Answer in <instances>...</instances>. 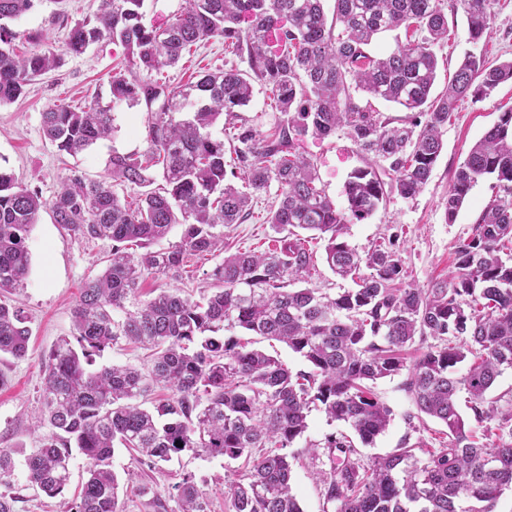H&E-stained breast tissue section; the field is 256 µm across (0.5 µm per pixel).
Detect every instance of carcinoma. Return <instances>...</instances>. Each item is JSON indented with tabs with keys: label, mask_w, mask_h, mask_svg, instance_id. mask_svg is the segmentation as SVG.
Returning a JSON list of instances; mask_svg holds the SVG:
<instances>
[{
	"label": "carcinoma",
	"mask_w": 512,
	"mask_h": 512,
	"mask_svg": "<svg viewBox=\"0 0 512 512\" xmlns=\"http://www.w3.org/2000/svg\"><path fill=\"white\" fill-rule=\"evenodd\" d=\"M35 2L0 0V105L19 98L33 77L59 68L63 56L109 39L128 54L126 72L109 77L110 102L97 95L79 111L49 109L42 114L45 137L59 153L76 156L112 135L114 103L143 105L152 120L143 153L112 154L110 179L88 181L72 169L49 201L0 169V356L22 359L28 351L26 318L8 295L28 275L26 240L41 210L51 209L70 235L112 241L109 264L84 283L73 308L72 337L45 359L36 427L48 433L24 458L28 486L49 497L63 494L76 451L86 461V478L70 512H122L114 448L137 451L150 467L192 451L244 460L245 475L225 491L230 512H303L292 470L301 457L315 455L316 445L300 451L293 445L318 406L328 421L354 432L352 438L328 433L321 442L330 467L318 480L335 512H494L512 490V409L487 399L512 369V110L470 148L448 189L450 221L482 177L495 178L503 195L456 247L447 278L427 288L407 284L397 238L360 253L344 234L389 194L411 198L422 190L457 103L478 101L512 80V60L487 66L468 55L448 88L431 96L437 58L430 46L448 37L444 0H335L330 20L324 0H185L164 27L142 23L143 0H100L93 16L71 28L64 50L20 57L10 22ZM462 5L478 43L491 28L485 0ZM401 27L423 37L398 42L380 57L369 54L376 37ZM214 38L248 70L219 69L180 86L160 78ZM256 80L282 118L266 135L244 123L232 126L227 156L211 128L248 105ZM353 87L412 116L397 122L372 112ZM340 127L360 152L373 155L348 176L344 210L298 152L305 137L324 138ZM228 174L241 176L248 190L227 183ZM118 181L140 187L138 199L121 200L113 189ZM274 182L279 194L266 220L278 234L273 246L224 255L223 227L244 223L252 194ZM176 224L179 241L153 248ZM301 230L325 241L328 268L355 287L333 295L293 287L313 261ZM128 243L140 252L128 251ZM200 255L222 256L209 274L210 294L195 301L169 289L137 300L144 276L173 279ZM236 328L285 343L308 370L292 372L233 334ZM429 338L436 344L408 362L407 349ZM122 342L149 348L151 366L94 367L95 357ZM403 370L417 412L444 424L448 443L430 448L407 437L364 466L354 440L373 444L392 417L369 383ZM159 385L169 396L142 407ZM462 392L474 421H497L493 447L466 429ZM14 470L12 450L0 448V512H16ZM175 489L181 512H206L191 477Z\"/></svg>",
	"instance_id": "cac0c4a2"
}]
</instances>
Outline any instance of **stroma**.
<instances>
[{
	"label": "stroma",
	"instance_id": "stroma-1",
	"mask_svg": "<svg viewBox=\"0 0 512 512\" xmlns=\"http://www.w3.org/2000/svg\"><path fill=\"white\" fill-rule=\"evenodd\" d=\"M448 13L447 40L432 45L438 60L434 93L448 85L464 56L472 54L491 64L512 60V0H486L492 17L491 34L480 42L470 39L466 15L460 0H445ZM99 0H38L36 7L14 21L19 32L16 50L21 54L51 46L63 49L74 24L93 15ZM126 52L120 44L101 41L78 57H65L63 65L35 77L23 96L0 105V166L16 179L51 199L60 189L71 168H78L87 180L108 176L106 161L112 152H141L147 147L146 127L151 119L145 107L112 106L115 132L97 142L78 157L59 154L42 131V114L48 108L67 104L84 106L96 93H107L108 77L123 62ZM224 42L215 38L196 51L184 54L168 75L175 84L197 81L204 72L224 64ZM512 109V82L500 84L481 101L464 100L452 114L443 134V149L427 184L418 195L404 198L390 194L385 206L368 219L350 224L346 241L358 251L369 250L384 238H399V256L406 282L426 288L448 276L453 269L456 246L468 237L484 207L497 193L496 181L479 179L470 190L455 219H447L446 202L453 175L469 149L495 124L502 112ZM301 147L317 169L322 188L337 209L347 206L345 182L351 171L364 166L365 156L358 151L346 129L329 137H306ZM276 188L254 195L251 214L244 223L224 231L228 252L239 249L264 250L273 235L265 220ZM30 270L12 300L23 310L31 330L28 353L24 359H0V372L6 383L0 388V448L14 450L16 461H23L37 447L40 431L32 427V417L41 407L42 362L54 344L73 331L71 310L83 283L103 271L112 250L108 240L85 241L64 234L55 224L50 210H42L27 239ZM214 265L211 257L191 258L179 279L146 277L140 284L139 298L147 300L160 289L177 287L183 294L199 298L209 292L206 276ZM408 373L376 381L373 390L393 411L387 431L374 445L359 450L362 462L399 448L404 438L424 440L436 448L447 440L446 428L438 420L417 413L406 388ZM86 462L74 457L67 491L50 498L28 489L25 472L16 469L14 485L23 496L19 512H69L78 491ZM112 466L125 492L119 497L123 512H153L147 498L131 495L133 487L149 486L165 502L168 512H178L175 486L184 476H193L204 492L208 512H229L225 488L237 480L241 461L188 452L180 458L156 466L142 464L127 449H115ZM326 455L297 463L292 472L293 491L303 512H334L321 495L316 480L318 471L328 469Z\"/></svg>",
	"mask_w": 512,
	"mask_h": 512
}]
</instances>
